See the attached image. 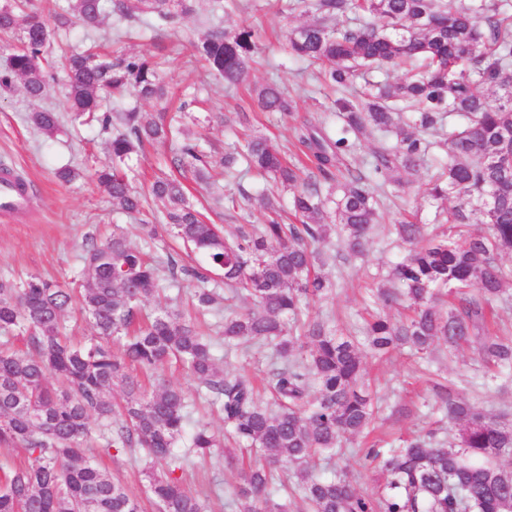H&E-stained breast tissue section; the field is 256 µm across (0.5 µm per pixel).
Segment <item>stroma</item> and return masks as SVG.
Wrapping results in <instances>:
<instances>
[{
    "instance_id": "obj_1",
    "label": "stroma",
    "mask_w": 512,
    "mask_h": 512,
    "mask_svg": "<svg viewBox=\"0 0 512 512\" xmlns=\"http://www.w3.org/2000/svg\"><path fill=\"white\" fill-rule=\"evenodd\" d=\"M191 13L181 16L175 28L117 38L112 22H104L94 33L74 27L68 37L73 47L96 42L102 48L121 43L126 53L150 52L165 59L164 81L176 96L198 97L203 104L186 115L183 126L203 148L229 151L249 135H264L288 148L295 147V128L302 124L335 129L338 119L328 111L331 89L321 87L313 78L310 63L289 56L286 48L288 32L306 22L300 13H279L274 0H244L242 9H227L225 28L239 23L260 27L259 53L249 77L239 88H225L222 79L209 74L194 51L212 25L211 0H193ZM60 54H53L45 71L49 90L44 106L60 116L53 135L34 128L28 120L31 105L23 90L0 96V164L13 167L33 187L28 208L14 217L0 219V281L21 283L29 276L51 278L64 286H72L79 271L78 255L86 239L109 238L114 227H123L132 246L159 259L175 257L190 264L177 243L167 236L144 239L133 217L113 213L108 196L95 180V168L110 163L109 136L99 126H81L71 119L66 98L65 74ZM277 82L296 108L294 121H284L279 113L265 112L251 116L248 126L231 120L239 107L248 106L252 88ZM78 172L71 183H61L55 172L62 166ZM427 174H420L409 187L393 189L394 202L383 209L380 222L387 225L401 219H417L432 223L433 208L424 192ZM189 198L202 209L209 223L217 225L225 236H236L240 229L264 223L261 197L267 193L279 196L288 204L289 190L273 182L242 172L224 183L227 196L247 193L251 203L242 208L228 206L226 199L215 202L208 187L189 183ZM322 260L316 268L332 285L322 301L311 304V317L335 324L345 333L364 339L365 324L370 316L399 319V307L377 303L373 294L385 282L389 268L400 261L405 249L394 234L376 235L364 258L349 261L341 257L339 235H332L321 245ZM430 365H421L409 351L378 357L366 354V378L371 390L382 400V410L367 438H353L344 456L310 464L314 474H330L345 469L353 485L371 491L376 484L372 469L359 466L361 448L377 444L385 447L392 439L408 438L433 428L439 414L434 408L435 383L451 384L455 393L469 400L482 412L495 416L512 414V385L487 376L479 363V343L471 341L456 352L445 344H436ZM100 467L118 479L130 494L143 496L145 480L142 470L146 459L139 452L105 453L92 450ZM238 482V470L216 457L195 460L189 486L207 497L211 512H232L230 493Z\"/></svg>"
}]
</instances>
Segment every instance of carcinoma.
<instances>
[{"mask_svg": "<svg viewBox=\"0 0 512 512\" xmlns=\"http://www.w3.org/2000/svg\"><path fill=\"white\" fill-rule=\"evenodd\" d=\"M13 2L0 0V33H13L18 41L6 47L0 90L22 81L36 104L31 122L51 134L58 116L39 106L48 87L40 59L58 36L77 22L93 29L107 16L152 29L172 25L190 0H67L51 26L36 13H18ZM308 7L316 18L288 33V54L320 66L326 82L345 89L358 72L387 65L406 70L394 82L367 81L360 97L333 100L336 135L297 128L305 157L297 164L261 136L215 163L205 161L183 129L167 124L165 110L149 120L134 107L112 111V100L126 96L166 100L154 56L65 53L71 109L112 132L111 163L96 171L112 210L136 217L147 196L163 202L165 232L223 271L224 287L252 298L255 307L221 306L208 277L186 269L198 283L191 292L194 320L164 307L140 322L141 304L161 291L160 269L122 232L106 242H85L77 289L37 276L19 287L0 282V333L22 328L28 346L22 352L0 344V448L27 457L21 466L0 467V512H144L142 500L91 463L95 432L106 451L139 448L150 463L165 465L162 473L145 469L158 512H207L185 474L193 459L223 452L226 440L241 453L256 451L239 471L235 512H288V502L276 501L272 488L283 462L295 467L307 512H512V467L503 464L512 459V422L483 414L442 384L435 404L453 434L445 441L430 430L391 448L361 449L359 465L381 475L373 492L358 491L345 472H308L310 460L331 457L363 434L374 408L357 338L323 321L300 322L304 306L330 291L323 276L311 274L317 246L337 229L345 258L363 255L385 187L407 186L436 150L448 162L431 176L426 193L436 204L435 221L448 231L429 237L423 224L392 225L408 254L391 271L392 287L376 289V300L403 301L412 315L401 322L373 319L367 345L377 355L406 348L426 360L440 340L456 349L479 335L494 304L505 300L512 270L499 256L512 252V0H287L290 13ZM257 49L249 24L231 31L214 24L195 45L209 74L229 88L246 80ZM253 101L262 112L292 115L275 83L256 88ZM367 129L380 134L368 167L339 172L343 156ZM179 138L174 168H190L207 184L214 166L232 178L243 163L291 190L296 223L281 221L282 205L267 196L266 223L230 242L203 221L178 177H161L146 191L134 187L127 160L147 143ZM336 191L334 223L327 224L325 200ZM471 224L486 230L473 234ZM444 295L452 302L443 314ZM75 306L95 330L89 340L76 341L63 330L61 319ZM206 316L218 319L224 344L242 351L255 344L269 348L271 403L258 402L248 380L224 373V356L195 325ZM481 355L499 374L512 376V336L485 337ZM173 360L198 383V397L222 415L224 436L200 423L187 446L176 450L190 422L187 394L165 382L148 392L137 375Z\"/></svg>", "mask_w": 512, "mask_h": 512, "instance_id": "obj_1", "label": "carcinoma"}]
</instances>
